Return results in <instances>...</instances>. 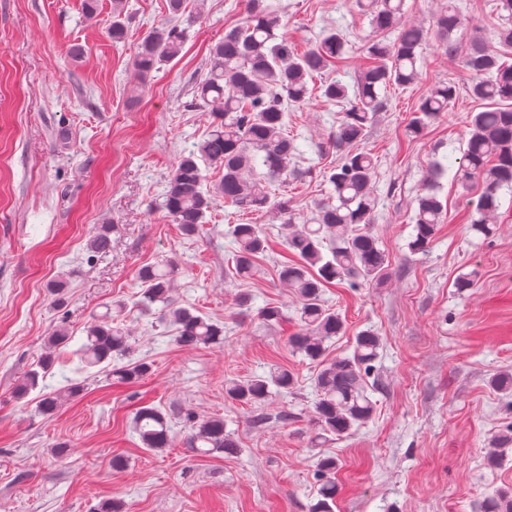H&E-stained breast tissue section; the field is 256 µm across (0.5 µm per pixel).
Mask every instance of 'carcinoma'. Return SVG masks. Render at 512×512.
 <instances>
[{
	"mask_svg": "<svg viewBox=\"0 0 512 512\" xmlns=\"http://www.w3.org/2000/svg\"><path fill=\"white\" fill-rule=\"evenodd\" d=\"M369 14L374 32L397 30L386 42L371 38L366 52L371 64L362 69L349 86L340 80L325 81L319 90L325 100L345 105L330 141L338 162L330 168L332 186L328 199L317 204L311 221H304L290 208L288 197L268 190L274 180L288 181L297 172L289 169L297 152L295 139L286 129V112L291 105L307 102L309 81L342 59L343 36L333 30L319 43L299 54L286 40H278L281 20L277 9L264 0H249L244 24L224 33L211 49L208 71L196 83L190 106L211 112L209 134L180 155L167 180L158 207L189 236L204 223L213 197L242 213L272 212L288 232L286 245L298 261L281 265L278 277L298 302L299 329L290 337L292 351L319 364L314 375L317 391L310 422L312 443L320 448L326 442L352 433L372 418L375 404L368 393L367 378L379 357L381 339L372 329L361 331L351 353L326 360L327 342L338 336L344 321L323 301L324 288L333 281L353 279V284H370L388 275L389 260L372 230L376 198L373 194L375 163L360 148L378 113L387 109V89L413 84L419 74L422 48L428 30L418 25L398 26L403 0H359ZM183 0H168L171 20L154 28L142 40L135 60L138 78L145 79L158 65L174 60L182 51L186 29L175 21L182 13ZM124 0H112V39L124 37L121 21ZM461 27V15L450 2L436 14L432 30L443 49L453 56L458 45L453 34ZM499 50L475 42L462 57L463 67L472 75L471 97L487 102L484 110L466 115L467 139L458 161L457 176L464 186L477 184L480 192L472 201L470 230L483 239L497 231L496 215L500 191H512V64L503 58L512 53V26L496 30ZM456 97L455 86L439 82L420 98L409 132L420 135L448 111ZM210 168L224 171L218 184L207 185ZM444 172L435 163L417 196L414 234L408 242L412 254L428 252L443 205L437 193V180ZM113 226L100 224L89 239L90 257L107 254L112 248ZM230 236L236 244L231 270L233 278L244 281L254 276L256 259L266 252V236L259 224H233ZM176 265L161 261L139 271L141 285L138 305L145 313L153 310L177 326L175 341L183 347L221 346L224 327L190 309L181 307L171 294ZM86 340L76 350L84 368L102 367L107 374L133 382L150 372L142 359L119 363L133 352L132 337L112 321L103 318L85 330ZM53 376L51 354L40 357L18 386L24 397L31 389ZM294 374L275 366L262 376L228 379L226 395L242 404L263 405L274 393L288 392L295 386ZM191 423L186 445L200 455L220 453L233 457L240 453L238 439L226 430L220 417L186 416ZM137 433L144 447L161 450L171 445L167 416L153 405H143L135 413ZM512 450V425L491 440L488 462L496 465ZM336 458L327 456L317 463L316 502L311 512H331L336 498L332 474ZM481 512H512V488L489 495Z\"/></svg>",
	"mask_w": 512,
	"mask_h": 512,
	"instance_id": "obj_1",
	"label": "carcinoma"
}]
</instances>
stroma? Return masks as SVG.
I'll list each match as a JSON object with an SVG mask.
<instances>
[{"label": "stroma", "instance_id": "35a3bbf8", "mask_svg": "<svg viewBox=\"0 0 512 512\" xmlns=\"http://www.w3.org/2000/svg\"><path fill=\"white\" fill-rule=\"evenodd\" d=\"M269 2L296 52L337 28L346 40L345 82L368 65L372 27L357 0ZM455 2L460 50L477 41L496 47L498 0ZM166 4L128 0L127 35L116 43L112 0H99L92 15L84 0H0V512H98L112 499L125 512H309L321 453L339 461L332 512H479L487 495L512 487V454L497 467L484 464L492 436L512 423V402L489 385L512 371V192L501 191L499 232L483 240L469 229L473 193L447 166L438 189L443 221L430 249L414 255L407 248L432 161L460 157L465 116L484 107L468 92L460 58L429 37L416 82L388 89L389 108L363 142L376 163L373 230L389 274L355 288L331 286L323 299L345 325L329 357L351 353L362 330L381 336L371 375L378 408L367 425L318 450L309 424L314 366L288 345L298 319L277 277L291 258L281 221L256 216L268 239L262 270L231 281L224 271L235 251L228 234L238 219L234 207L216 199L191 237L155 207L179 155L211 128L210 112L189 103L211 47L243 21L247 0H187L182 52L138 80L139 45L168 20ZM448 80L458 92L451 108L420 139L409 138L421 96ZM343 113L317 94L288 109L302 176L271 190L287 193L302 217L327 195L324 173L336 161L329 138ZM100 224L115 227L112 250L92 262L87 243ZM161 260L177 266L176 301L223 324V347H181L168 320L141 312L138 270ZM469 272L473 288H454ZM55 282L66 286L61 309L49 292ZM243 293L252 297L244 307ZM269 303L285 315L273 326L257 317ZM105 313L134 336L135 358L150 364L143 380L116 384L80 369L75 351ZM62 323L72 340L56 353L54 384L71 380L84 390L44 416L35 395L19 400L14 391ZM275 363L295 373L293 392L273 395L260 410L225 394V379L260 375ZM144 402L168 414L171 447H143L134 416ZM283 409L294 419L256 424L258 412ZM187 411L223 417L240 454L186 448ZM60 444L68 448L62 457L53 453Z\"/></svg>", "mask_w": 512, "mask_h": 512}]
</instances>
